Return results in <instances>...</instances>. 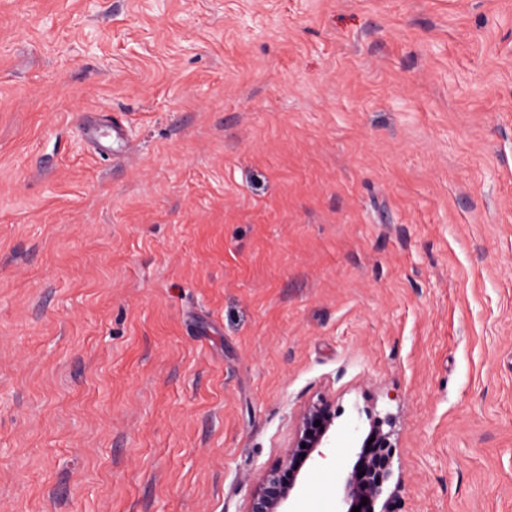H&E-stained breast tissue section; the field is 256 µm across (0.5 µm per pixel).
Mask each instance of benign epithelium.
<instances>
[{
  "label": "benign epithelium",
  "instance_id": "benign-epithelium-1",
  "mask_svg": "<svg viewBox=\"0 0 512 512\" xmlns=\"http://www.w3.org/2000/svg\"><path fill=\"white\" fill-rule=\"evenodd\" d=\"M365 415L370 428L361 447L355 449L352 467L336 471V486L341 491L338 512H351L355 506L360 507V512H395L394 491L390 489L396 448L393 421L390 415L382 416L372 410L365 411ZM335 420L334 397L322 395L303 405L281 459L255 475L245 512H287L285 505L290 501L301 468L326 460L325 449L330 447ZM317 421L321 425H315Z\"/></svg>",
  "mask_w": 512,
  "mask_h": 512
}]
</instances>
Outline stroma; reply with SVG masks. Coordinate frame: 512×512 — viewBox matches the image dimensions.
<instances>
[{
	"label": "stroma",
	"instance_id": "35a3bbf8",
	"mask_svg": "<svg viewBox=\"0 0 512 512\" xmlns=\"http://www.w3.org/2000/svg\"><path fill=\"white\" fill-rule=\"evenodd\" d=\"M322 394L301 512L362 409L512 512V0H0V512H244Z\"/></svg>",
	"mask_w": 512,
	"mask_h": 512
}]
</instances>
